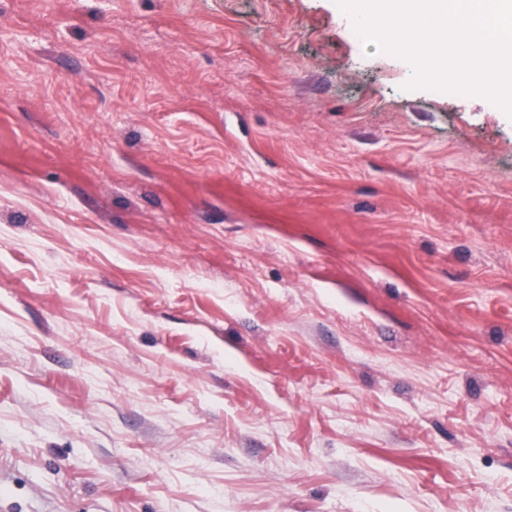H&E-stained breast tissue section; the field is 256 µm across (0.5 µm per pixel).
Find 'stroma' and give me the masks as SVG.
<instances>
[{
  "label": "stroma",
  "instance_id": "1",
  "mask_svg": "<svg viewBox=\"0 0 512 512\" xmlns=\"http://www.w3.org/2000/svg\"><path fill=\"white\" fill-rule=\"evenodd\" d=\"M335 0H0V512H512V117Z\"/></svg>",
  "mask_w": 512,
  "mask_h": 512
}]
</instances>
